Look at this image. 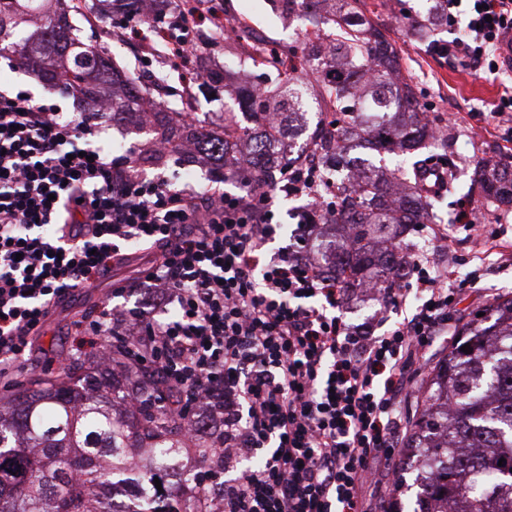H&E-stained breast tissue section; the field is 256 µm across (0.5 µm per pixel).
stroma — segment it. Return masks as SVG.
I'll return each mask as SVG.
<instances>
[{
  "mask_svg": "<svg viewBox=\"0 0 512 512\" xmlns=\"http://www.w3.org/2000/svg\"><path fill=\"white\" fill-rule=\"evenodd\" d=\"M69 4L68 19L84 41L100 45L106 58L142 85L150 87L151 111L154 119L140 124L138 118L114 116L110 138L129 148H148L160 138L168 124L182 125V137L189 140L198 132L199 119H207L214 127L224 123V111L236 91L257 84L272 93H280L277 75L242 67L238 63V40L215 38L211 27L199 35L198 50L190 64H176L164 54L143 57L141 43H155L151 27L142 26L139 41L123 40L124 23L129 16L127 0H65ZM369 17L385 24L388 35L399 51L401 73L410 79L418 96L430 104L429 117L448 133V146L436 151V160H449L472 167L481 157L512 167V120L493 117L492 108L504 85L512 84V71L492 74L475 72L462 62L442 59L432 44L416 40L410 34L412 25L423 17L432 0H366ZM222 18H236L261 29V40L275 50L300 51L309 28L304 10L282 17L277 0H214ZM198 70L200 77L192 88L191 97H183V83L189 69ZM27 89L35 100L58 104L62 111L79 115L82 108L72 94L48 85L31 68L17 60L0 57V88ZM221 158L205 159L177 153L174 160L159 166L146 167L148 176H164L172 184L184 182L185 169H193V180L205 186L212 173L222 168ZM470 204L474 219L483 231V239H494L502 251L485 252L482 241L475 240L468 225L452 223L453 214L463 204ZM441 224L448 227V249L438 252V261L448 264L455 279L476 274L474 284L458 294L457 304L448 316L449 330H456L459 318L471 317L502 295L512 296V215L504 208L485 199L480 189L463 190L445 198L439 212ZM140 264L132 257L120 267L114 278L104 279L93 287L82 289L73 301L56 312L35 347L32 357L39 364L38 375L54 377L61 364L72 362L71 318L96 304L105 302L113 280L133 277ZM85 368H93L94 358L85 353L77 358Z\"/></svg>",
  "mask_w": 512,
  "mask_h": 512,
  "instance_id": "obj_1",
  "label": "stroma"
}]
</instances>
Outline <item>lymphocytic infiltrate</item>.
Listing matches in <instances>:
<instances>
[{
    "instance_id": "obj_1",
    "label": "lymphocytic infiltrate",
    "mask_w": 512,
    "mask_h": 512,
    "mask_svg": "<svg viewBox=\"0 0 512 512\" xmlns=\"http://www.w3.org/2000/svg\"><path fill=\"white\" fill-rule=\"evenodd\" d=\"M210 0H191L168 57L188 60ZM466 37L438 44L497 72L512 33V0H446ZM98 120L73 122L22 90L0 89V390L17 385L57 308L108 276L130 245L146 256L115 298L73 321L76 351L119 356L153 376L160 402L205 420L195 451L200 512H369L399 485L395 450L409 427L403 403L448 328L458 288L426 253L409 258L419 287L388 289L410 316L376 331L340 313L349 294L310 259L309 233L267 256L278 196H311L322 174L292 167L284 183L171 184L112 159L91 141ZM256 458L259 466L241 470Z\"/></svg>"
}]
</instances>
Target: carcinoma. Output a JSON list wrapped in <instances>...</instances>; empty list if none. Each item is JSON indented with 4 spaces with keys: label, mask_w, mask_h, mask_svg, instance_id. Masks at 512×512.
<instances>
[{
    "label": "carcinoma",
    "mask_w": 512,
    "mask_h": 512,
    "mask_svg": "<svg viewBox=\"0 0 512 512\" xmlns=\"http://www.w3.org/2000/svg\"><path fill=\"white\" fill-rule=\"evenodd\" d=\"M311 17L302 57L272 52L236 19L228 24L242 41L241 62L275 71L285 88L275 97L241 90L237 104L255 126L224 111V136L203 149L226 158L238 145L264 133L251 175L271 185L291 163L276 133L261 131L274 114L303 129L316 117L304 155L326 165L333 184L321 183L333 210L320 215L349 230L346 242L323 241L318 250L325 274L347 288L370 283L382 290L409 275L405 236L416 224H433L445 194L461 187L462 169L442 170L441 190L420 181L424 150L437 138L427 105L413 85L395 83L398 51L386 30L363 17L365 0H326ZM44 0H0V36L19 35ZM62 12L49 18L41 38L57 48L54 57L32 58L54 82L79 87L86 99L104 97L115 72L98 48L81 41ZM317 62L315 83L302 79ZM121 114H139L151 91L125 79ZM473 181L485 197L512 207V169L475 163ZM459 334L424 386V409L406 441L402 470L435 462L439 470L419 483L413 512H512V298L483 309ZM470 345L472 352L461 350ZM159 389L142 374L112 359L103 374L67 364L63 374L42 379L9 397L0 396V512H198L174 477L184 476L189 455L184 423L156 406ZM504 462H499V459ZM162 489H157L154 479Z\"/></svg>",
    "instance_id": "carcinoma-1"
}]
</instances>
